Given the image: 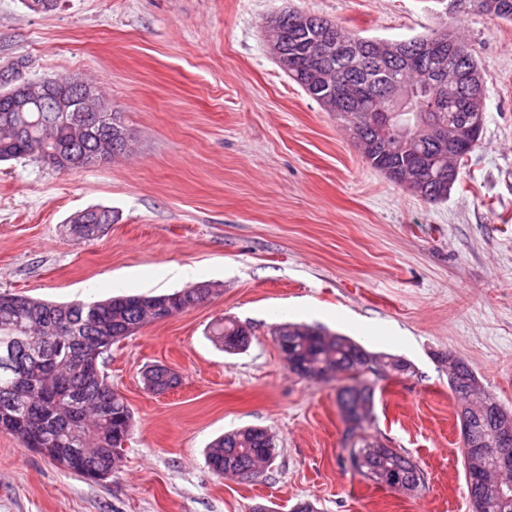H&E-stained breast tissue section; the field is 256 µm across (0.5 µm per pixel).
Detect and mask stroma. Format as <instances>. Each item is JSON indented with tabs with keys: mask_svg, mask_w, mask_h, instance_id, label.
I'll return each instance as SVG.
<instances>
[{
	"mask_svg": "<svg viewBox=\"0 0 512 512\" xmlns=\"http://www.w3.org/2000/svg\"><path fill=\"white\" fill-rule=\"evenodd\" d=\"M284 10L381 40L446 21L438 0H58L48 13L0 0V68L91 79L136 139L130 156L76 172L0 162V293H169L176 265L213 286L112 347L105 371L134 411L123 470L90 482L0 432V512H472L448 360L512 410V23L456 22L485 74V125L430 203L374 169L270 55L264 26ZM96 205L112 224L71 234L68 218ZM220 318L251 328L247 351L208 339ZM286 321L411 364L374 380L362 434L409 454L425 489L352 469L339 384L289 372L272 334ZM154 365L179 386L153 391ZM242 427L273 434L274 463L253 481L215 477L207 446Z\"/></svg>",
	"mask_w": 512,
	"mask_h": 512,
	"instance_id": "35a3bbf8",
	"label": "stroma"
}]
</instances>
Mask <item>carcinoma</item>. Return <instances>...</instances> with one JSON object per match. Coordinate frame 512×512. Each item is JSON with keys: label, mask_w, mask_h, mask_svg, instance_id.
Returning a JSON list of instances; mask_svg holds the SVG:
<instances>
[{"label": "carcinoma", "mask_w": 512, "mask_h": 512, "mask_svg": "<svg viewBox=\"0 0 512 512\" xmlns=\"http://www.w3.org/2000/svg\"><path fill=\"white\" fill-rule=\"evenodd\" d=\"M296 15L295 10L277 13L267 25L269 36L280 41L288 57V77L315 100L324 90L307 80L312 69L323 70L328 80L344 89L357 90L361 106L344 121L354 126L355 143L371 166L393 183L392 173L406 165L420 170L433 165L449 168L450 176L458 178L459 166L483 134L467 120L471 109L465 99L451 100L435 112L431 93L419 91L416 111L391 119V124L407 127L412 135L397 152L389 148V130L372 127L369 114L381 108L390 86L414 79L417 68L440 62L462 73L479 71L475 55L463 58L449 42L436 52L422 51V45L437 35L434 31L410 39L402 56L383 59L377 40L318 16L310 27L301 29L294 24ZM5 106L6 101L0 100V161L35 157L60 171L58 156L73 150L80 155L73 167L76 171L130 151L126 145L110 152L104 140L108 128H126L120 112L78 129L71 126L68 113L54 111L44 96L30 100L21 112H6ZM448 177L428 183L423 200L447 198ZM70 231L93 239L99 225L81 214L70 220ZM208 297L209 292L192 286L160 295H119L67 304L0 293V360H9V368L0 366V432L13 435L25 448L40 449L62 469L93 480L92 474L111 468L113 459H124L123 445L134 426L131 408L112 390L104 372L112 344L148 322L163 320L155 308L164 301L172 302L180 313ZM210 335L228 354L242 353L251 343L250 329L232 320L215 323ZM274 335L288 342L291 373L303 379L353 381L339 389V403L354 426L372 411L374 390L367 375H403L411 369L400 357L370 352L348 336L305 324L282 323ZM448 385L459 401L461 429L486 448L483 457L464 462L474 512H512V466L500 465L496 442L503 408L461 360L448 362ZM275 453L272 439L243 428L214 440L205 464L218 478L231 474L249 480L271 466ZM349 455L354 469L380 486L416 492L425 485V473L411 457L377 440L349 449Z\"/></svg>", "instance_id": "obj_1"}]
</instances>
